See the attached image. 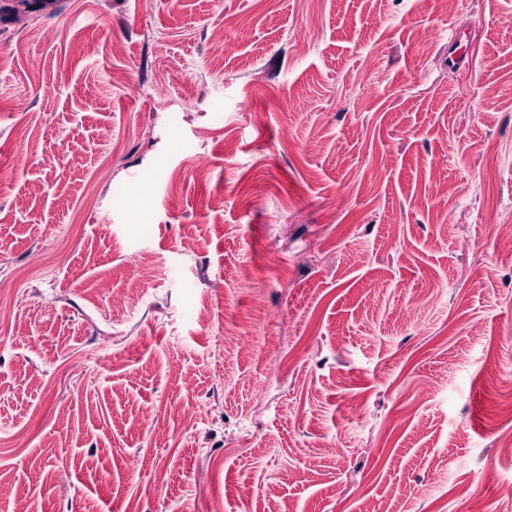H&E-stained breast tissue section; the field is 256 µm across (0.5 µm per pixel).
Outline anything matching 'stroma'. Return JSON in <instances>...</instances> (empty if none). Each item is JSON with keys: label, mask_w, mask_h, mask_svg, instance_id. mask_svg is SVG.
Wrapping results in <instances>:
<instances>
[{"label": "stroma", "mask_w": 512, "mask_h": 512, "mask_svg": "<svg viewBox=\"0 0 512 512\" xmlns=\"http://www.w3.org/2000/svg\"><path fill=\"white\" fill-rule=\"evenodd\" d=\"M15 3L0 512H512V0Z\"/></svg>", "instance_id": "35a3bbf8"}]
</instances>
